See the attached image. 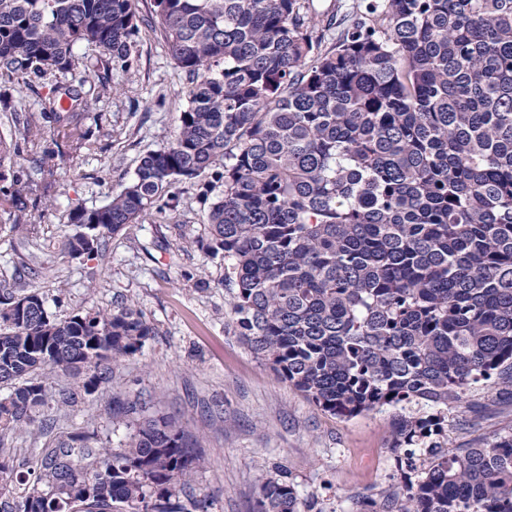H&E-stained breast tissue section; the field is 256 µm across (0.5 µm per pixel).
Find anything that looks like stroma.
Returning <instances> with one entry per match:
<instances>
[{"mask_svg":"<svg viewBox=\"0 0 512 512\" xmlns=\"http://www.w3.org/2000/svg\"><path fill=\"white\" fill-rule=\"evenodd\" d=\"M138 61L109 73L108 86L83 70L51 77L30 88H7L0 105V135L20 139L17 112L38 119L52 85L81 86L90 107L85 121L91 148L45 133L55 152L52 176L35 178L28 195L37 200L26 230L0 210V286L38 291L60 319L106 310L124 299L142 313L153 336L136 355L115 366L118 388L81 394L55 424L50 438L17 434L16 461L45 441L67 438L92 424L112 447L128 442L136 423L113 419L112 404L148 401L152 416L172 415L203 449L207 463L193 481L208 512H251L259 468L287 471L300 499L323 512H360L363 498H379L400 479L386 439L393 408L340 418L322 411L290 388L242 344L224 312V262L185 245L204 235L207 208L200 199L211 173L179 184L177 199L163 212L107 237L92 257L70 258L65 250L72 209L106 205L131 183L141 159L173 141L187 104L185 74L157 33L142 31ZM206 286H199V279ZM512 432V395L478 386L448 410L449 448Z\"/></svg>","mask_w":512,"mask_h":512,"instance_id":"1","label":"stroma"}]
</instances>
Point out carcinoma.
<instances>
[{"label": "carcinoma", "instance_id": "carcinoma-1", "mask_svg": "<svg viewBox=\"0 0 512 512\" xmlns=\"http://www.w3.org/2000/svg\"><path fill=\"white\" fill-rule=\"evenodd\" d=\"M143 27L186 73L187 106L132 183L71 211L68 256L218 168L191 244L224 258L242 343L332 415L400 408L401 486L362 512H512V433L452 453L433 440L476 385L512 388V0H360L324 24L312 0H154L146 16L134 0H0V84L128 70ZM86 111L81 87L55 85L23 139L84 141ZM17 153L0 136V210L19 222ZM152 334L127 304L59 320L40 294L0 290V475L23 486H0V512H206L180 500L204 458L169 416L123 448L86 426L24 471L11 457L15 434L52 431L44 409L76 403L56 377L92 356L95 392ZM257 481L253 512H313L284 473Z\"/></svg>", "mask_w": 512, "mask_h": 512}]
</instances>
